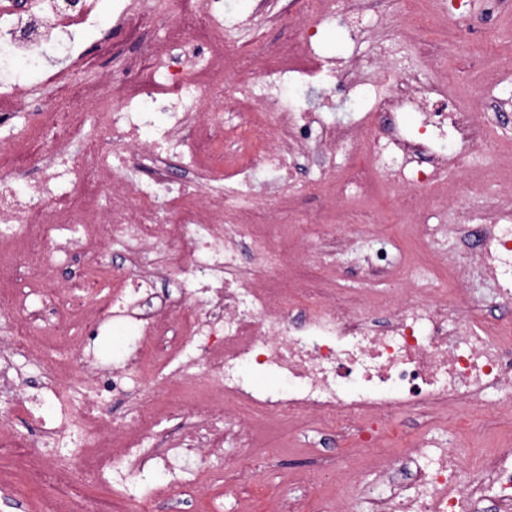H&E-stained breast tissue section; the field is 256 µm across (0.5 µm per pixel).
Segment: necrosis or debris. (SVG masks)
<instances>
[{
	"mask_svg": "<svg viewBox=\"0 0 512 512\" xmlns=\"http://www.w3.org/2000/svg\"><path fill=\"white\" fill-rule=\"evenodd\" d=\"M512 0H391L398 20L369 57L329 60L315 37L343 25L352 44L369 34L370 0H258L254 16L290 35L238 40L245 23L224 0H112L117 28L137 51L100 39L110 67L88 75L81 35L96 24L94 0L64 12L60 0H0V415L25 429L0 430V452L27 481L54 490L46 512H151L154 497L131 482L168 473V490L252 485L240 451L264 456L302 428L351 440L337 450L331 512H512V442L463 456L423 438L394 452L385 435L405 416L469 412L497 393L512 406V141L486 119L485 94L462 101L456 88L477 71L488 87L512 84V59L495 31L448 54L484 14ZM161 25L159 37L146 29ZM448 31L413 67L404 41ZM40 64L50 103L6 76L14 57ZM305 88L306 106L285 94ZM345 98L358 115L333 120ZM166 111L152 125L145 108ZM402 112L422 116L401 128ZM320 156L318 176L298 179L296 160ZM343 166H336L337 156ZM184 173L168 186L167 163ZM40 176L26 182L29 167ZM494 189L497 205L477 212L469 196ZM394 192L416 252L393 234L368 238L365 285L340 288L311 274L329 265L327 247L353 224H373L369 205ZM321 200L319 210L303 199ZM463 221L430 223L447 202ZM462 243L455 257L441 238ZM253 278L240 275L242 240ZM121 249L124 268L108 251ZM77 276L57 281L76 256ZM496 298L486 311L466 289L470 273ZM176 294H158L160 280ZM119 325L137 344L99 365L93 336ZM276 375L287 389L246 379L244 367ZM117 397L134 419L111 416ZM50 448L66 456L47 458ZM93 476L110 492L88 496Z\"/></svg>",
	"mask_w": 512,
	"mask_h": 512,
	"instance_id": "obj_1",
	"label": "necrosis or debris"
}]
</instances>
